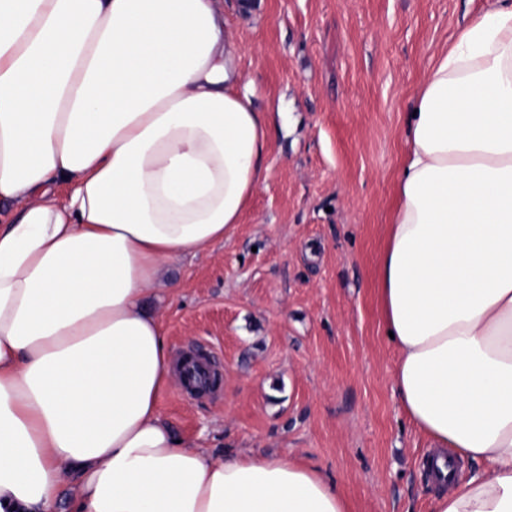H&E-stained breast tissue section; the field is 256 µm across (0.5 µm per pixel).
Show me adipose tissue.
<instances>
[{"mask_svg":"<svg viewBox=\"0 0 512 512\" xmlns=\"http://www.w3.org/2000/svg\"><path fill=\"white\" fill-rule=\"evenodd\" d=\"M243 51L224 0H0V512L66 488L71 512H350L314 467L214 455L159 411L180 377L147 299L268 178ZM411 109L378 271L393 390L432 512H512V0Z\"/></svg>","mask_w":512,"mask_h":512,"instance_id":"1","label":"adipose tissue"}]
</instances>
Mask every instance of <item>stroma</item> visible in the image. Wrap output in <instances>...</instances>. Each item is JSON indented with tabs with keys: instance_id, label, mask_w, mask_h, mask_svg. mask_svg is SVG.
Instances as JSON below:
<instances>
[{
	"instance_id": "1",
	"label": "stroma",
	"mask_w": 512,
	"mask_h": 512,
	"mask_svg": "<svg viewBox=\"0 0 512 512\" xmlns=\"http://www.w3.org/2000/svg\"><path fill=\"white\" fill-rule=\"evenodd\" d=\"M224 2L277 132L234 233L170 269L167 346L209 349L224 377L203 397L170 390L161 413L216 453L318 468L351 512H430L377 275L412 94L489 0H248L247 16Z\"/></svg>"
}]
</instances>
